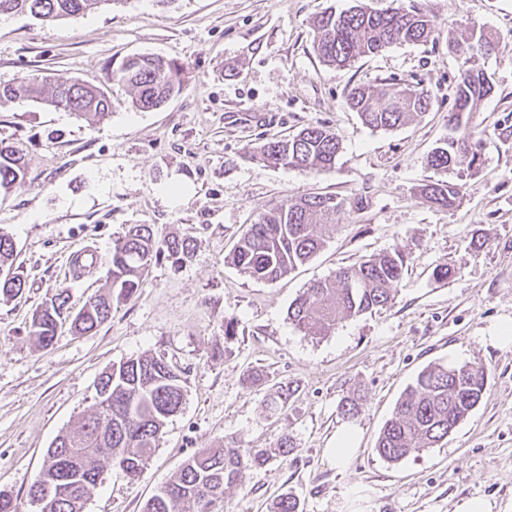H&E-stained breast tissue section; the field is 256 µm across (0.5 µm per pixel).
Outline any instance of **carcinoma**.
Returning a JSON list of instances; mask_svg holds the SVG:
<instances>
[{
	"label": "carcinoma",
	"instance_id": "cac0c4a2",
	"mask_svg": "<svg viewBox=\"0 0 512 512\" xmlns=\"http://www.w3.org/2000/svg\"><path fill=\"white\" fill-rule=\"evenodd\" d=\"M107 0H0V16L28 12L46 24L91 12ZM434 21L420 10L391 7L377 11L358 5L340 13L324 12L313 21L312 48L317 58L344 68L364 56H374L400 42H425ZM449 48L462 59L453 89L448 126L454 135L436 147L428 165L446 171L466 160H480L479 138L470 129L471 112L490 96L493 85L478 59L495 50L492 37L472 33L456 38ZM112 78L128 86L132 103L151 109L182 88V68L152 54L126 59ZM46 80L24 79L0 88V104L21 97L50 108L63 109L97 123L109 115L111 100L96 86L57 81L45 92ZM429 94L420 86L385 82L357 85L346 103L373 130H392L426 112ZM340 152L336 134L326 126L302 129L288 138L270 140L257 148V157L271 166L324 169L335 165ZM23 154L0 145V193L25 184ZM421 194L432 204L452 205L461 186L446 180L425 183ZM345 200L333 195H310L277 203L261 214L241 235L232 250L233 265L257 282L273 283L312 259L326 243V234L344 210ZM188 238L163 237L150 224H131L112 243L105 284L75 314L67 307L68 295L58 293L35 310L31 333L44 347L52 344L59 323L70 319V329L87 334L112 317L113 304L131 299L143 284L153 261L167 256L177 262L191 258ZM16 249L10 237L0 235V268L13 272L0 278V295H20L25 280L15 269ZM400 251L382 252L311 284L288 308V319L307 336H328L337 321L357 317L392 300L406 267ZM487 383L483 366L434 364L424 368L396 403L394 413L380 431L376 450L396 463L433 448L448 437L480 402ZM97 400L78 425L59 434L47 450L43 466L29 495L41 504L40 512H83L91 490L101 481L104 467L112 464L128 477L139 476L151 459L168 419L184 401L181 376L163 359L130 358L104 372L96 385ZM295 390L279 386L267 403L277 411L287 407ZM361 395L344 397L340 414L354 418ZM270 455L263 448H241L227 441L222 448H202L144 505L143 512H224V492L237 484L247 467H260Z\"/></svg>",
	"mask_w": 512,
	"mask_h": 512
}]
</instances>
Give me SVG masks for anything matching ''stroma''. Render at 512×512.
Wrapping results in <instances>:
<instances>
[{"label": "stroma", "mask_w": 512, "mask_h": 512, "mask_svg": "<svg viewBox=\"0 0 512 512\" xmlns=\"http://www.w3.org/2000/svg\"><path fill=\"white\" fill-rule=\"evenodd\" d=\"M390 0H111L51 25L0 17V86L32 77L106 89L112 112L91 125L21 98L0 105V142L22 149L24 187L0 195V234L16 247L25 287L0 297V493L37 512L29 488L47 448L91 409L102 372L129 358H163L184 380L149 465L136 478L107 467L84 512H142L195 451L234 439L274 451L224 494L226 512H271L291 490L300 512H458L466 500L512 512V344L493 337L512 321V0H402L431 14L429 41L396 43L336 69L312 48L314 18ZM482 30L495 55L481 63L494 86L473 114L479 166L445 174L427 157L446 138L461 62L448 41ZM150 53L184 68L182 89L139 110L114 81L123 59ZM422 83L432 106L388 131L366 127L345 104L349 86ZM321 124L341 151L326 170L270 168L255 159L272 138ZM460 184L452 206L420 194L426 181ZM362 198L345 208L307 264L275 283L241 274L228 255L270 206L308 194ZM191 237L183 266L160 259L138 292L96 331L61 325L48 347L30 333L33 312L59 290L78 311L102 284L112 242L127 225ZM96 253L79 271L78 252ZM399 250L407 266L393 301L340 320L324 338L304 335L289 305L315 281L371 255ZM447 264L448 280L433 270ZM236 334L224 336V321ZM474 363L488 374L479 405L437 447L390 463L375 451L403 390L432 363ZM295 396L272 413L279 385ZM368 399L357 417L338 404ZM354 430L344 463L327 454ZM291 438L295 451L276 450Z\"/></svg>", "instance_id": "35a3bbf8"}]
</instances>
